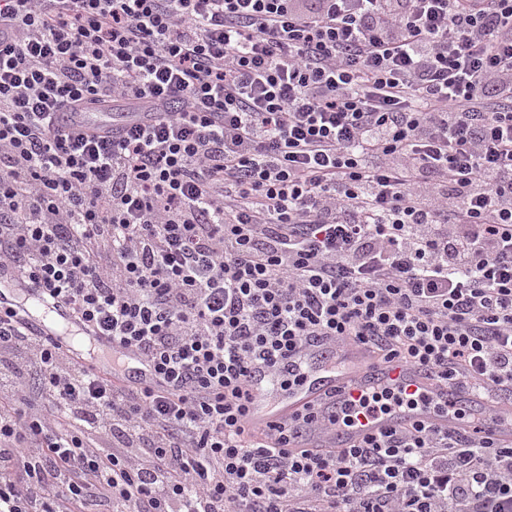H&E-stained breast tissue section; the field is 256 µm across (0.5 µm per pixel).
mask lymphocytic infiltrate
I'll return each mask as SVG.
<instances>
[{
  "mask_svg": "<svg viewBox=\"0 0 512 512\" xmlns=\"http://www.w3.org/2000/svg\"><path fill=\"white\" fill-rule=\"evenodd\" d=\"M155 101L112 140L84 100ZM0 271L152 360L0 317V512H512V444L252 430L333 342L512 403V0H0ZM73 336L61 338L64 345L72 347L75 355L91 369L102 375L112 378V357L119 358L121 367L119 378H114L118 385L124 389H160L165 383L162 376L156 371L152 362L146 360L131 348H127L115 341L112 342L103 336H96L90 329L74 324ZM92 345L98 351L94 360L84 356L82 346Z\"/></svg>",
  "mask_w": 512,
  "mask_h": 512,
  "instance_id": "lymphocytic-infiltrate-1",
  "label": "lymphocytic infiltrate"
}]
</instances>
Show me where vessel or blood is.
Listing matches in <instances>:
<instances>
[{
    "label": "vessel or blood",
    "mask_w": 512,
    "mask_h": 512,
    "mask_svg": "<svg viewBox=\"0 0 512 512\" xmlns=\"http://www.w3.org/2000/svg\"><path fill=\"white\" fill-rule=\"evenodd\" d=\"M149 116L135 103L122 104L120 111L95 110L68 112L60 123L69 129L111 136L112 133L147 122ZM26 322L31 330L47 333L48 315L38 294L25 296ZM64 345L72 347L76 356H83L84 346L97 349L91 360V369L103 376L118 373V385L125 389H160L162 376L152 362L134 350L90 329L75 326L72 335L63 337ZM120 360V369H113V360ZM289 371L301 374L298 385L281 390L273 386L264 370L253 372L250 381L256 399L250 409L249 424L254 430L292 424L296 428L295 447L299 450L321 452L341 450L359 445L370 436L390 430L424 423L441 431L459 432L465 427L457 409L469 413L483 412L485 401L475 392L452 383L439 382L426 371L397 359L374 360L354 346L323 344L288 360ZM390 389L403 390L417 396L414 407H393L365 415H354L351 425H342L346 414H354L358 401L374 392ZM321 410L318 420L305 422L302 412L309 407ZM492 435L501 441L512 440V406L500 405L488 425Z\"/></svg>",
    "instance_id": "1"
}]
</instances>
